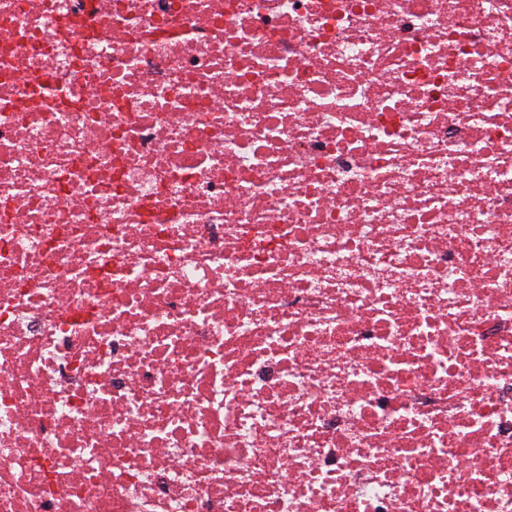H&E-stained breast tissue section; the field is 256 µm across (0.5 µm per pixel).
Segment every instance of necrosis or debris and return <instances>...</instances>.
<instances>
[{"label": "necrosis or debris", "mask_w": 512, "mask_h": 512, "mask_svg": "<svg viewBox=\"0 0 512 512\" xmlns=\"http://www.w3.org/2000/svg\"><path fill=\"white\" fill-rule=\"evenodd\" d=\"M0 512H512V0H0Z\"/></svg>", "instance_id": "1"}]
</instances>
